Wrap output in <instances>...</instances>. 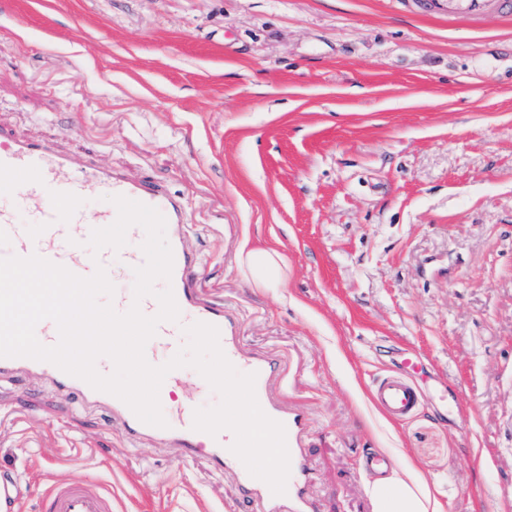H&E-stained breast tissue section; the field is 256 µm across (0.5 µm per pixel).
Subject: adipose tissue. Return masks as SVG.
Returning <instances> with one entry per match:
<instances>
[{"mask_svg": "<svg viewBox=\"0 0 512 512\" xmlns=\"http://www.w3.org/2000/svg\"><path fill=\"white\" fill-rule=\"evenodd\" d=\"M239 262L253 287L283 288L287 285L288 259L285 255L263 248L242 250ZM393 455L401 464V474L371 480L367 493L372 512H445V504L436 489L431 488L419 464L403 450Z\"/></svg>", "mask_w": 512, "mask_h": 512, "instance_id": "obj_1", "label": "adipose tissue"}]
</instances>
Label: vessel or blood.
<instances>
[{
    "instance_id": "vessel-or-blood-1",
    "label": "vessel or blood",
    "mask_w": 512,
    "mask_h": 512,
    "mask_svg": "<svg viewBox=\"0 0 512 512\" xmlns=\"http://www.w3.org/2000/svg\"><path fill=\"white\" fill-rule=\"evenodd\" d=\"M102 193L121 195L154 207L167 223L182 222L181 202L164 185L128 181L110 168L76 163L50 143L20 138L0 126V244L4 245L6 255L36 254L81 277L93 275L99 266L109 270L117 264L130 269L142 265L144 238L136 226L128 230V242L120 250L106 248L95 255L87 247L94 227L113 223L117 217L113 211L93 212L84 207V200ZM170 246L173 253L170 286L180 317L175 323H160L155 337L173 355L180 348L185 326L204 322L218 328L221 348L232 365L239 372L255 374V392L261 409L285 427L290 457L285 494L274 495L264 481L248 473L230 450L234 442L231 431L212 436L194 430L191 403L173 406L166 427L158 428L140 421L119 398L93 389L52 363L27 357H0V375L19 369L45 374L76 402L108 406L113 417L121 420L127 438L156 434L178 448L183 459L204 456L216 469L232 470L240 494L260 504L262 512H311V503L305 495L310 472L302 446L308 421L305 415L285 406L274 393V384L280 376L278 359L242 352L234 317L223 304L205 298L197 277V260L185 250L180 234H173ZM420 363L412 351H405L403 373L381 377L374 384L376 405L393 420H408L420 406L421 393L405 373L406 368ZM43 512H112V500L93 482L59 483L49 490Z\"/></svg>"
}]
</instances>
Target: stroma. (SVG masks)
<instances>
[{
	"instance_id": "obj_1",
	"label": "stroma",
	"mask_w": 512,
	"mask_h": 512,
	"mask_svg": "<svg viewBox=\"0 0 512 512\" xmlns=\"http://www.w3.org/2000/svg\"><path fill=\"white\" fill-rule=\"evenodd\" d=\"M0 125L181 198L205 296L308 419L313 512H372L362 460L385 448L447 512H512V9L0 0ZM245 246L286 254L287 288H251ZM404 347L435 377L398 423L371 391ZM0 476L17 512L65 482L112 512H257L34 372L0 378Z\"/></svg>"
}]
</instances>
